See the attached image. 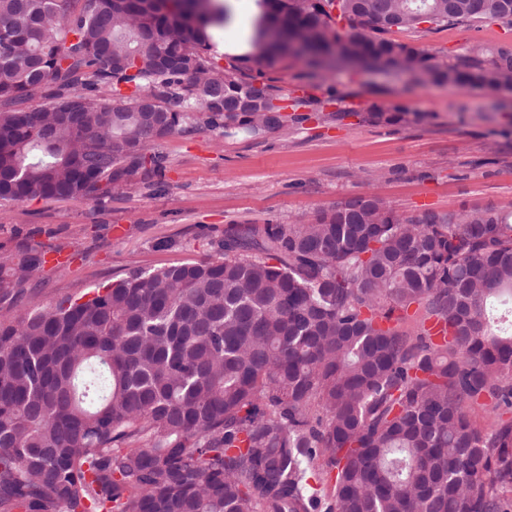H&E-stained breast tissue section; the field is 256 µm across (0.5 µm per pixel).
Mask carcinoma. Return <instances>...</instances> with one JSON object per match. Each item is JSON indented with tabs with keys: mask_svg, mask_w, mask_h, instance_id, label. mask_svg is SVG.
Here are the masks:
<instances>
[{
	"mask_svg": "<svg viewBox=\"0 0 512 512\" xmlns=\"http://www.w3.org/2000/svg\"><path fill=\"white\" fill-rule=\"evenodd\" d=\"M256 6L247 50L220 55L224 0H0V201L161 185L158 142L258 131L283 110L265 70L331 65L339 42L432 84L512 89V44L451 62L388 37L512 30V0ZM218 249L49 307L20 305L46 251L0 261V512H512V206L405 217L354 195L229 224ZM414 306L447 339L406 331Z\"/></svg>",
	"mask_w": 512,
	"mask_h": 512,
	"instance_id": "1",
	"label": "carcinoma"
}]
</instances>
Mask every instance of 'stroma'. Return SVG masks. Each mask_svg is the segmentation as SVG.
Here are the masks:
<instances>
[{"mask_svg": "<svg viewBox=\"0 0 512 512\" xmlns=\"http://www.w3.org/2000/svg\"><path fill=\"white\" fill-rule=\"evenodd\" d=\"M393 37L451 59L477 43H512V31L494 23ZM265 77L300 122L255 136L198 128L168 137L157 146L163 187L137 181L102 206L0 203V255L41 244L66 257L26 282L25 297L48 305L134 269L212 256L228 224H293L352 195H377L407 216L512 204V91L336 72L294 57ZM374 104L404 107L413 118L401 126L355 118Z\"/></svg>", "mask_w": 512, "mask_h": 512, "instance_id": "stroma-1", "label": "stroma"}]
</instances>
